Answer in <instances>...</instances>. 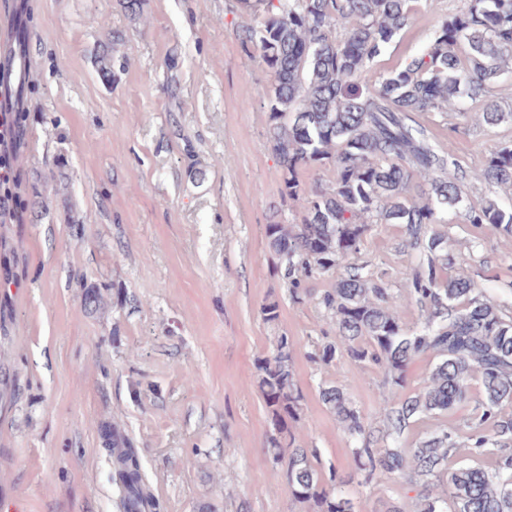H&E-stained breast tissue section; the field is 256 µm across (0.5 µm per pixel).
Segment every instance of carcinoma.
I'll list each match as a JSON object with an SVG mask.
<instances>
[{"label":"carcinoma","instance_id":"carcinoma-1","mask_svg":"<svg viewBox=\"0 0 512 512\" xmlns=\"http://www.w3.org/2000/svg\"><path fill=\"white\" fill-rule=\"evenodd\" d=\"M253 18L239 26L242 51L259 55L271 73L266 92L268 136L281 170L280 198L299 206L300 222L266 225L276 268L289 292L302 301L301 278L324 275L345 265L336 286L320 304L336 325V340L323 346L320 360L336 355L384 369L387 393L375 430L336 385L322 388V401L354 442L357 475L367 485L398 473L415 493L413 512H512V319L479 299L480 288L448 274V237L439 229L436 207L462 201L466 175L448 179L458 167L438 149L414 112H446L465 96L487 101L483 121L495 126L512 119L489 101L497 78L512 69V0H466L444 19L427 49L363 89V69L411 20L410 0H236ZM122 35L98 56L109 78L122 60ZM313 166L336 172L324 186L307 183L300 171ZM475 179L512 186V146L488 159ZM404 228L402 246L416 259L404 272L405 299L416 303L424 322L410 329L394 312L399 296L367 264L355 261L370 225L366 217ZM472 224H494L512 234V209L494 200L468 213ZM294 344L278 339L258 359L261 392L269 411L267 447L286 460L285 479L303 512H354L308 457L295 447L292 423L303 396L293 378ZM435 363L419 390L405 392L406 369L416 357ZM479 376L482 397L476 423L466 425L479 456L495 457L488 472L477 466L448 470L457 434L442 429L414 448L399 441L420 416H441L468 396ZM113 483L122 512H160L146 484L131 440L112 428Z\"/></svg>","mask_w":512,"mask_h":512}]
</instances>
